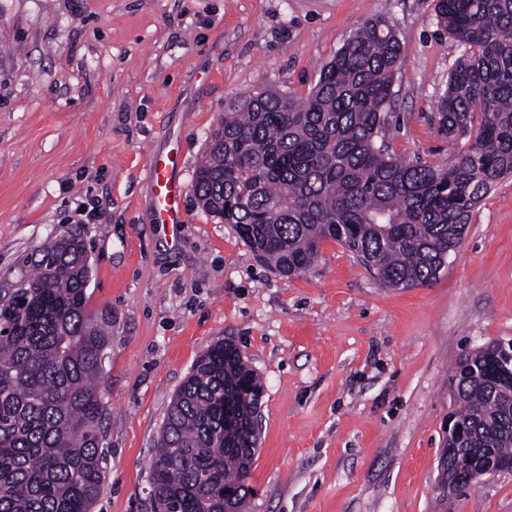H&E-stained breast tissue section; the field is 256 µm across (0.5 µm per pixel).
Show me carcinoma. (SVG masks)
Here are the masks:
<instances>
[{
	"mask_svg": "<svg viewBox=\"0 0 512 512\" xmlns=\"http://www.w3.org/2000/svg\"><path fill=\"white\" fill-rule=\"evenodd\" d=\"M467 49L436 103L438 132L470 146L448 163L409 161L386 139L401 45L370 19L325 64L303 99L270 88L227 103L192 192L282 276L311 269L320 242H339L384 286L432 283L460 245L476 204L512 176V0H437ZM25 287L0 296V512H91L105 479L106 406L98 386L109 336L88 309L80 234L59 231L30 256ZM508 370L487 351L461 356L455 471L481 448L512 457ZM244 410L263 386L231 342H218L180 386L150 466L152 512H240L258 428L226 447L224 383Z\"/></svg>",
	"mask_w": 512,
	"mask_h": 512,
	"instance_id": "obj_1",
	"label": "carcinoma"
}]
</instances>
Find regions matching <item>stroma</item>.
<instances>
[{
    "label": "stroma",
    "instance_id": "stroma-1",
    "mask_svg": "<svg viewBox=\"0 0 512 512\" xmlns=\"http://www.w3.org/2000/svg\"><path fill=\"white\" fill-rule=\"evenodd\" d=\"M402 46L394 152L468 147L433 121L465 48L435 0H0V289L61 227L85 242L91 311L112 313L93 512H151L149 467L196 360L234 342L263 384L247 512H512V472L440 497L452 368L512 341V176L474 209L433 283L383 287L344 246L284 277L190 190L225 103L307 96L370 18ZM179 154L188 222L156 224L151 156ZM93 203L90 223L75 209Z\"/></svg>",
    "mask_w": 512,
    "mask_h": 512
}]
</instances>
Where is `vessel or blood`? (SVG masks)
<instances>
[{
	"instance_id": "1",
	"label": "vessel or blood",
	"mask_w": 512,
	"mask_h": 512,
	"mask_svg": "<svg viewBox=\"0 0 512 512\" xmlns=\"http://www.w3.org/2000/svg\"><path fill=\"white\" fill-rule=\"evenodd\" d=\"M178 161L174 157L153 159L150 164V179L153 184V208L156 223L181 232L187 217L181 206L183 184L178 176Z\"/></svg>"
}]
</instances>
